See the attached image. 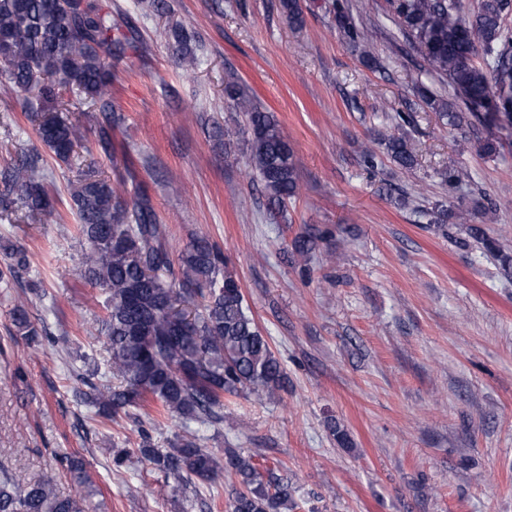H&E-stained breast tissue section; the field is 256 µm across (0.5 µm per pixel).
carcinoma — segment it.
<instances>
[{
  "label": "carcinoma",
  "instance_id": "obj_1",
  "mask_svg": "<svg viewBox=\"0 0 512 512\" xmlns=\"http://www.w3.org/2000/svg\"><path fill=\"white\" fill-rule=\"evenodd\" d=\"M396 20L412 48L433 71L448 77L455 100L433 99L432 105L448 126L483 129L480 152L499 155L495 131L512 127V38L504 21L512 0H479L469 16L460 0H390ZM295 27L304 24L300 0H280ZM336 27L351 42L359 33L349 10L335 5ZM176 58L185 69L196 65L184 25L172 28ZM131 30H123L112 12L98 0H0V77L23 98L37 138L51 156L69 164L74 148L85 137L83 128L59 115L64 94L72 92L105 114L101 140L124 117L112 106L115 66L134 47ZM482 54L484 66L474 58ZM225 97L244 115L242 127H226L218 135L245 138L249 162L257 173L270 208L283 209L298 192V166L276 116L259 108L234 78L226 81ZM386 156L403 169L414 166V147L404 134L384 140ZM41 155L31 151L7 173V190L0 195V212L9 214L20 203L31 214L49 218L54 199L44 184ZM69 207L79 235L86 243L80 276L105 295V316L96 332L107 339L114 387H101L86 376L84 401L105 419L146 401L158 405L156 428L178 417L184 421L220 422L224 395L246 393L270 397L283 386L280 359L263 336L235 276L227 270L224 253L205 236L187 243L177 256L168 247L169 230L159 223L151 198L134 189L131 203L120 200L109 180L95 172L70 184ZM459 241L475 242L492 255L504 271L512 270V255L496 248L478 224L466 228ZM326 232L306 230L293 240L294 253L311 260L316 242ZM6 263L0 281L30 265L28 251L14 243L4 248ZM16 334L39 343L43 329L31 319L28 304L16 303L10 312ZM141 457L167 477H196L212 482L222 475L240 484L229 512H281L294 506L288 484L253 456L226 448L224 453L203 448L194 437L176 436L162 452L142 435ZM78 494L62 497L56 475L36 482L16 474L0 477V512H90L92 482L83 463L61 460Z\"/></svg>",
  "mask_w": 512,
  "mask_h": 512
}]
</instances>
